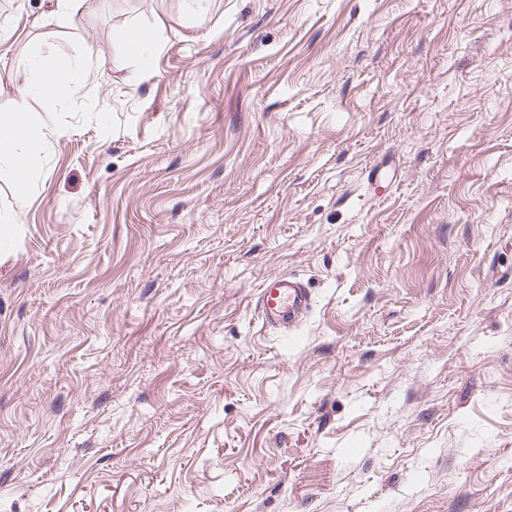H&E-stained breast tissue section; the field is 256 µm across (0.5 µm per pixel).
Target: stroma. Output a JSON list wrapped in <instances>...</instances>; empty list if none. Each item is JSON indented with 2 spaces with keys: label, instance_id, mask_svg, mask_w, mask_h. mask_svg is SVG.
Wrapping results in <instances>:
<instances>
[{
  "label": "stroma",
  "instance_id": "1",
  "mask_svg": "<svg viewBox=\"0 0 512 512\" xmlns=\"http://www.w3.org/2000/svg\"><path fill=\"white\" fill-rule=\"evenodd\" d=\"M55 10L0 0V112L82 81L0 167V512H512V0ZM71 68V60L62 52L36 54L30 61V78L20 99L10 112L0 113V164L14 171L23 169L26 178L20 182L24 185L38 160L39 133L30 112L31 103L73 99L80 84L69 76ZM312 298L299 281L282 275L267 278L258 294L264 322L292 330L311 308Z\"/></svg>",
  "mask_w": 512,
  "mask_h": 512
}]
</instances>
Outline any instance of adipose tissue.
I'll return each instance as SVG.
<instances>
[{"mask_svg":"<svg viewBox=\"0 0 512 512\" xmlns=\"http://www.w3.org/2000/svg\"><path fill=\"white\" fill-rule=\"evenodd\" d=\"M72 63L57 51L36 54L30 61V78L14 108L0 113V164L31 171L38 160V130L30 112L32 103L46 99L66 102L80 85L69 75Z\"/></svg>","mask_w":512,"mask_h":512,"instance_id":"1","label":"adipose tissue"}]
</instances>
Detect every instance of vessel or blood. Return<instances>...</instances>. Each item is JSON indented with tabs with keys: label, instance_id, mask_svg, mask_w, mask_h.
<instances>
[{
	"label": "vessel or blood",
	"instance_id": "1",
	"mask_svg": "<svg viewBox=\"0 0 512 512\" xmlns=\"http://www.w3.org/2000/svg\"><path fill=\"white\" fill-rule=\"evenodd\" d=\"M312 298L299 281L275 275L265 280L258 294L264 322L293 329L311 308Z\"/></svg>",
	"mask_w": 512,
	"mask_h": 512
}]
</instances>
